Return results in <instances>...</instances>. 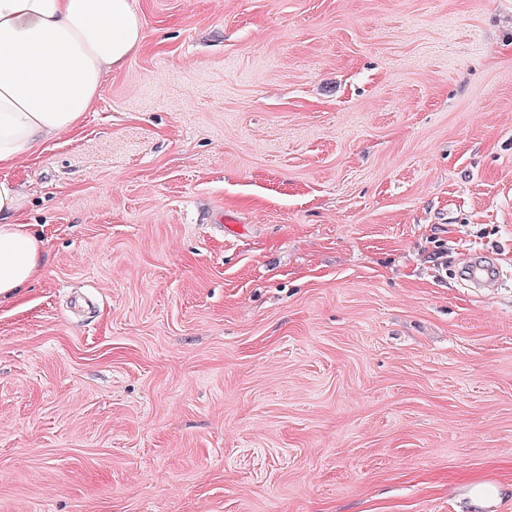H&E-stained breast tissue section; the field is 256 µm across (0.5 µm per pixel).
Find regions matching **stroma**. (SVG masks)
<instances>
[{
	"instance_id": "stroma-1",
	"label": "stroma",
	"mask_w": 512,
	"mask_h": 512,
	"mask_svg": "<svg viewBox=\"0 0 512 512\" xmlns=\"http://www.w3.org/2000/svg\"><path fill=\"white\" fill-rule=\"evenodd\" d=\"M134 2L7 172L0 512H512V0ZM26 222L14 181L0 178V303L15 300L44 272V240ZM465 279L470 282L474 288H498L499 271L469 260L465 261L463 268ZM500 487L495 483L473 482L469 485L468 497L474 507L490 508L498 499Z\"/></svg>"
}]
</instances>
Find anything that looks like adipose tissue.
I'll return each instance as SVG.
<instances>
[{"mask_svg":"<svg viewBox=\"0 0 512 512\" xmlns=\"http://www.w3.org/2000/svg\"><path fill=\"white\" fill-rule=\"evenodd\" d=\"M134 0H0V303L44 272V240L6 170L76 129L143 43Z\"/></svg>","mask_w":512,"mask_h":512,"instance_id":"ef3b65f1","label":"adipose tissue"}]
</instances>
